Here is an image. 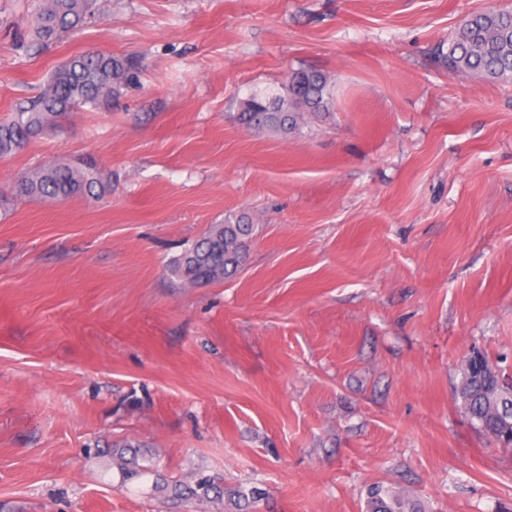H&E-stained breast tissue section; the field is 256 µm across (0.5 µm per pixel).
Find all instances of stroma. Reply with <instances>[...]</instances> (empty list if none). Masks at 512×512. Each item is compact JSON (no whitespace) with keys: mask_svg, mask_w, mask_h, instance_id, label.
Instances as JSON below:
<instances>
[{"mask_svg":"<svg viewBox=\"0 0 512 512\" xmlns=\"http://www.w3.org/2000/svg\"><path fill=\"white\" fill-rule=\"evenodd\" d=\"M512 0H107L35 39L0 0V117L63 62L137 61L118 100L0 159V504L6 512H237L122 482L89 453L132 438L157 474L260 489L248 512H365L383 484L426 512H512V451L457 391L512 375V80L437 58ZM312 68L330 111L258 135L251 93ZM102 197L20 198L51 161ZM254 226L232 278L168 261L225 214Z\"/></svg>","mask_w":512,"mask_h":512,"instance_id":"obj_1","label":"stroma"}]
</instances>
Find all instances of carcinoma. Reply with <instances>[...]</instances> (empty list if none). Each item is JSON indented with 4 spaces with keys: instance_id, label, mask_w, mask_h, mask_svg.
<instances>
[{
    "instance_id": "obj_1",
    "label": "carcinoma",
    "mask_w": 512,
    "mask_h": 512,
    "mask_svg": "<svg viewBox=\"0 0 512 512\" xmlns=\"http://www.w3.org/2000/svg\"><path fill=\"white\" fill-rule=\"evenodd\" d=\"M98 0H38L34 32L50 40L82 26L97 10ZM448 71L485 80H512V9H490L465 18L448 39L442 54ZM133 61L85 51L54 71L36 97L0 117V157L24 151L28 143L54 130L72 111L95 107L119 97L131 80ZM332 90L320 72L294 71L281 91L252 94L241 102L237 120L255 134L296 131L306 114L329 111ZM19 194L66 201L94 197L105 191L103 172L91 163L52 162L21 180ZM252 225L242 214H229L212 224L168 268L184 284L205 286L236 274L247 250ZM457 397L471 423L495 440L512 437V384L505 381L489 357L470 354L464 364ZM122 481L154 474L153 464L130 442L107 448ZM172 496L198 502H224V484L215 477L195 475L170 486L153 483ZM366 512H421L402 492L376 485L367 494Z\"/></svg>"
}]
</instances>
